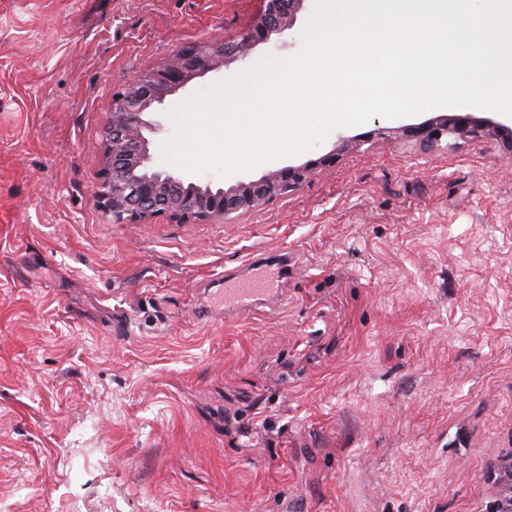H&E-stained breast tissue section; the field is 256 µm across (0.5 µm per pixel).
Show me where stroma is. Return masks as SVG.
I'll return each instance as SVG.
<instances>
[{
  "label": "stroma",
  "instance_id": "obj_1",
  "mask_svg": "<svg viewBox=\"0 0 512 512\" xmlns=\"http://www.w3.org/2000/svg\"><path fill=\"white\" fill-rule=\"evenodd\" d=\"M260 0H0V512H489L512 484V151L408 118L224 222L115 224L94 200L112 94ZM288 44L193 79L177 107ZM288 259L210 314L208 280ZM261 258L253 259L243 267L224 271V275L209 280L208 288L212 298L224 300V310L240 317L248 316L257 310L262 302L276 299L281 292V283L287 275L285 264H260ZM267 269L263 273L262 268Z\"/></svg>",
  "mask_w": 512,
  "mask_h": 512
}]
</instances>
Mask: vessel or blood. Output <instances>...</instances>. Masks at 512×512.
<instances>
[{
  "mask_svg": "<svg viewBox=\"0 0 512 512\" xmlns=\"http://www.w3.org/2000/svg\"><path fill=\"white\" fill-rule=\"evenodd\" d=\"M286 275V265L265 270L255 259L237 270L210 279L208 286L212 298L223 301L225 310L242 317L252 314L262 303L276 299Z\"/></svg>",
  "mask_w": 512,
  "mask_h": 512,
  "instance_id": "b4317fda",
  "label": "vessel or blood"
}]
</instances>
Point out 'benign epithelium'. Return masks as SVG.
I'll return each instance as SVG.
<instances>
[{
    "instance_id": "7a95c632",
    "label": "benign epithelium",
    "mask_w": 512,
    "mask_h": 512,
    "mask_svg": "<svg viewBox=\"0 0 512 512\" xmlns=\"http://www.w3.org/2000/svg\"><path fill=\"white\" fill-rule=\"evenodd\" d=\"M306 0H263L262 10L238 41L192 43L170 60L132 77L113 93L112 113L105 132L104 166L96 191L97 206L114 224H134L157 215L174 222L222 221L251 210L263 201L288 196L311 177L318 165L331 166L326 154L303 164L287 165L229 189L201 185L188 177L156 168L148 134L160 124L148 119L167 97L194 78L218 72L230 60L246 59L249 50L281 40L293 30ZM497 128L486 120L428 119L405 129L426 148L451 136H482Z\"/></svg>"
}]
</instances>
